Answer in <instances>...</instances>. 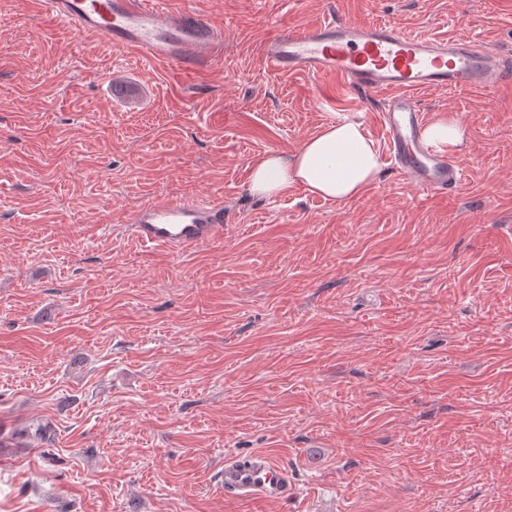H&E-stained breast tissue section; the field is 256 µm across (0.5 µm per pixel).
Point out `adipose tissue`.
<instances>
[{
    "label": "adipose tissue",
    "mask_w": 512,
    "mask_h": 512,
    "mask_svg": "<svg viewBox=\"0 0 512 512\" xmlns=\"http://www.w3.org/2000/svg\"><path fill=\"white\" fill-rule=\"evenodd\" d=\"M426 143L444 153L465 146V129L454 116H441L424 130ZM383 163L360 122L342 117L331 121L293 154L269 151L250 171V190L262 197H277L295 185L325 199L348 201L380 175Z\"/></svg>",
    "instance_id": "adipose-tissue-1"
}]
</instances>
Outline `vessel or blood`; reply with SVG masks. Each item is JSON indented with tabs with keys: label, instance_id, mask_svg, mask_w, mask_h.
<instances>
[{
	"label": "vessel or blood",
	"instance_id": "1",
	"mask_svg": "<svg viewBox=\"0 0 512 512\" xmlns=\"http://www.w3.org/2000/svg\"><path fill=\"white\" fill-rule=\"evenodd\" d=\"M42 13L86 37L189 70L217 60L224 35L194 12L169 14L155 0H37ZM267 66L280 74L334 79L346 87L381 94L380 126L394 170L420 191L456 192L463 182L457 160L428 146V115L418 92L487 90L512 80V54L478 45L465 36L436 38L387 21L358 24L330 19L303 31H278L263 42ZM144 245L187 249L222 239L224 202L172 199L149 203L131 217ZM283 471L266 454L224 462V492L236 498L270 499L286 494Z\"/></svg>",
	"mask_w": 512,
	"mask_h": 512
}]
</instances>
